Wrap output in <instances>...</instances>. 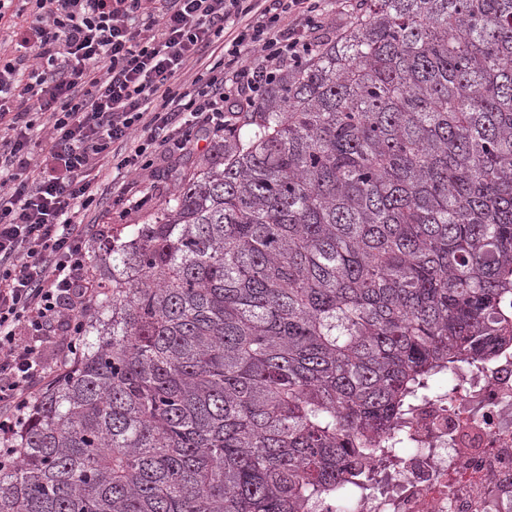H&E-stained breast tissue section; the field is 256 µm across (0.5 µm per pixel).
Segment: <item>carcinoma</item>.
Wrapping results in <instances>:
<instances>
[{
	"instance_id": "obj_1",
	"label": "carcinoma",
	"mask_w": 512,
	"mask_h": 512,
	"mask_svg": "<svg viewBox=\"0 0 512 512\" xmlns=\"http://www.w3.org/2000/svg\"><path fill=\"white\" fill-rule=\"evenodd\" d=\"M99 283L0 512L354 500L416 401L512 350V0H353Z\"/></svg>"
}]
</instances>
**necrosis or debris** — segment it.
<instances>
[{
	"mask_svg": "<svg viewBox=\"0 0 512 512\" xmlns=\"http://www.w3.org/2000/svg\"><path fill=\"white\" fill-rule=\"evenodd\" d=\"M408 449L374 460L354 512H512V354L421 401Z\"/></svg>",
	"mask_w": 512,
	"mask_h": 512,
	"instance_id": "4bbe7bcc",
	"label": "necrosis or debris"
}]
</instances>
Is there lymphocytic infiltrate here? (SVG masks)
I'll return each instance as SVG.
<instances>
[{"instance_id": "lymphocytic-infiltrate-1", "label": "lymphocytic infiltrate", "mask_w": 512, "mask_h": 512, "mask_svg": "<svg viewBox=\"0 0 512 512\" xmlns=\"http://www.w3.org/2000/svg\"><path fill=\"white\" fill-rule=\"evenodd\" d=\"M324 0H0V440L10 443L35 386L65 371L98 290L83 223L97 202L94 171L111 158L134 177L175 162L192 139L224 133L228 109L264 97L282 69L310 54L306 35ZM190 86L172 81L188 66ZM48 127L31 151L36 118ZM67 323L61 353L43 356L46 331Z\"/></svg>"}]
</instances>
